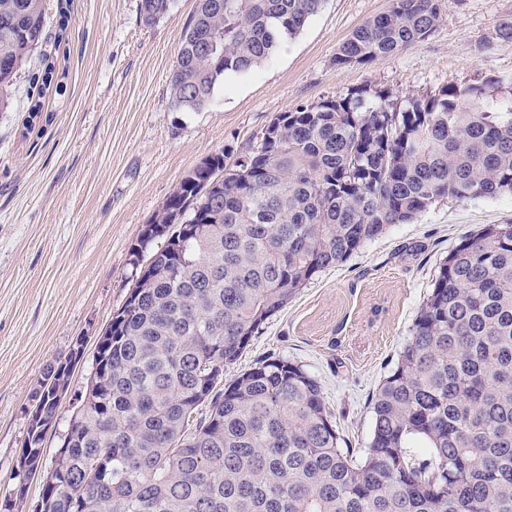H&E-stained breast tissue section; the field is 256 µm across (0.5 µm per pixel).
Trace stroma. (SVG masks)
<instances>
[{
	"label": "stroma",
	"instance_id": "obj_1",
	"mask_svg": "<svg viewBox=\"0 0 512 512\" xmlns=\"http://www.w3.org/2000/svg\"><path fill=\"white\" fill-rule=\"evenodd\" d=\"M139 0H46L49 31L69 13V40L46 44L49 88L20 75L0 112V494L14 485L30 396L44 369L83 340L61 419L44 441L42 473L18 512H32L43 473L84 394L98 336L133 283L130 253L190 169L255 137L300 102L359 88L405 95L512 76V0H445L434 33L367 66H336L340 44L390 0H326L303 31L249 75H226L212 105L175 112L168 76L196 0H173L155 24ZM40 104L30 118L32 104ZM512 220V195L445 200L395 224L317 274L252 336L225 380L269 358L317 379L342 447L362 457L371 398L395 369L409 329L449 248L485 224Z\"/></svg>",
	"mask_w": 512,
	"mask_h": 512
}]
</instances>
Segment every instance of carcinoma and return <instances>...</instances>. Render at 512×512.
I'll return each mask as SVG.
<instances>
[{
  "instance_id": "1",
  "label": "carcinoma",
  "mask_w": 512,
  "mask_h": 512,
  "mask_svg": "<svg viewBox=\"0 0 512 512\" xmlns=\"http://www.w3.org/2000/svg\"><path fill=\"white\" fill-rule=\"evenodd\" d=\"M45 0H0V112L48 42ZM173 0H140L154 24ZM325 0H196L169 77L174 112L208 108L299 35ZM444 0H391L339 46L368 64L428 38ZM185 174L132 251L90 384L35 512H512V221L448 250L396 368L372 397L361 461L340 447L318 381L283 359L224 384L271 316L323 270L444 198L512 193V78L400 99L359 88L299 103ZM216 184L202 192L209 173ZM77 342L32 394L14 512L42 470Z\"/></svg>"
}]
</instances>
